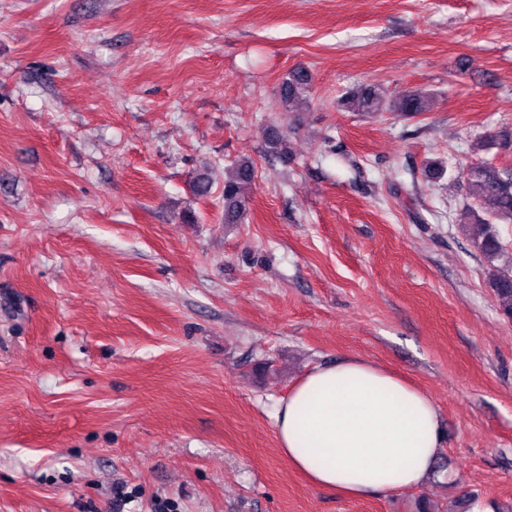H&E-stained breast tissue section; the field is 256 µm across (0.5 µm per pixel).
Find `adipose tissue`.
<instances>
[{"instance_id":"adipose-tissue-1","label":"adipose tissue","mask_w":512,"mask_h":512,"mask_svg":"<svg viewBox=\"0 0 512 512\" xmlns=\"http://www.w3.org/2000/svg\"><path fill=\"white\" fill-rule=\"evenodd\" d=\"M275 427L293 468L351 499L419 487L440 451L431 398L357 355L309 370L280 401Z\"/></svg>"}]
</instances>
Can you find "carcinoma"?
I'll use <instances>...</instances> for the list:
<instances>
[{"mask_svg":"<svg viewBox=\"0 0 512 512\" xmlns=\"http://www.w3.org/2000/svg\"><path fill=\"white\" fill-rule=\"evenodd\" d=\"M310 85L311 76L307 71L289 72L281 86V96L286 107L291 108L307 99ZM340 105L371 117L386 112L414 117L426 111L425 100L421 95L408 93L392 97L374 85L346 92L340 99ZM267 143L270 154L278 157L288 155V136L277 128H270ZM232 166V174L224 179V223L241 224L248 214L249 199L245 189L255 180L257 167L251 159H238L232 162ZM462 177L473 188V193L470 201L456 214L455 220L471 232L474 247L491 264L507 253L496 224H512V170L484 161L463 169ZM491 287L500 314L512 321V278L494 276Z\"/></svg>","mask_w":512,"mask_h":512,"instance_id":"obj_1","label":"carcinoma"}]
</instances>
